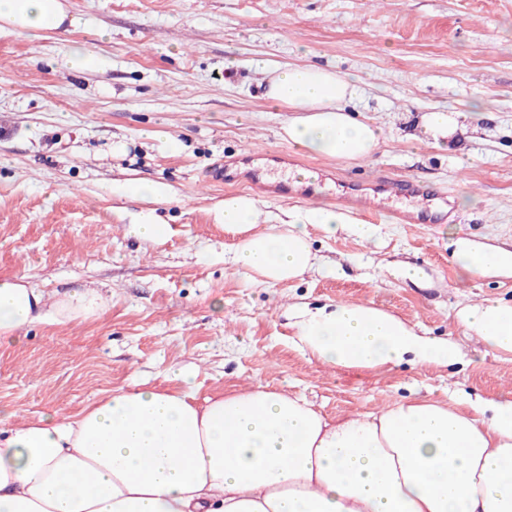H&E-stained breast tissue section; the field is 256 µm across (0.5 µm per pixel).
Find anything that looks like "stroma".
Here are the masks:
<instances>
[{"label": "stroma", "mask_w": 512, "mask_h": 512, "mask_svg": "<svg viewBox=\"0 0 512 512\" xmlns=\"http://www.w3.org/2000/svg\"><path fill=\"white\" fill-rule=\"evenodd\" d=\"M73 25L54 34L0 30V277L26 276L55 301L97 290L108 309L37 324L0 343V408L20 424L76 413L105 392L174 387V364L198 399L263 385L304 397L326 418L411 398L512 401V354L461 326L485 299L512 305V275L470 276L449 239L512 248V0H63ZM78 45L93 66L64 65ZM329 66L359 78L352 112L383 130L371 157L315 156L281 134L255 60ZM488 112L469 115L471 104ZM464 113L454 150L411 140L419 112ZM320 168L338 184L384 170L435 185L443 224L370 219L326 237L309 226L316 266L277 284L228 261L236 239L221 206L245 183L212 185L240 151ZM129 180L167 185L132 201ZM151 210L164 239L128 236ZM419 266L420 283L404 279ZM367 303L419 335L452 341L447 366L402 362L377 372L331 368L302 350L298 315Z\"/></svg>", "instance_id": "35a3bbf8"}]
</instances>
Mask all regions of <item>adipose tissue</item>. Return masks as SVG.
<instances>
[{"label":"adipose tissue","mask_w":512,"mask_h":512,"mask_svg":"<svg viewBox=\"0 0 512 512\" xmlns=\"http://www.w3.org/2000/svg\"><path fill=\"white\" fill-rule=\"evenodd\" d=\"M62 0H0V22L57 31ZM267 99L287 111L281 129L313 155L369 158L382 130L346 105L357 79L331 67H273ZM457 113H421L416 140L447 146ZM259 202L225 197V230L241 234L231 261L265 281L315 266L307 225L335 236L346 210L309 207L282 233L254 231ZM455 262L470 274H512V250L457 240ZM101 306L90 288L47 302L25 277L0 279V339L36 323L88 317ZM461 322L490 347L512 353V305L484 300ZM297 336L320 364L379 370L404 360L448 365L455 349L418 335L396 315L356 303L301 314ZM0 512H512V402H396L374 413L327 420L305 399L263 386L197 402L186 389L118 387L80 412L6 430L0 439Z\"/></svg>","instance_id":"adipose-tissue-1"}]
</instances>
